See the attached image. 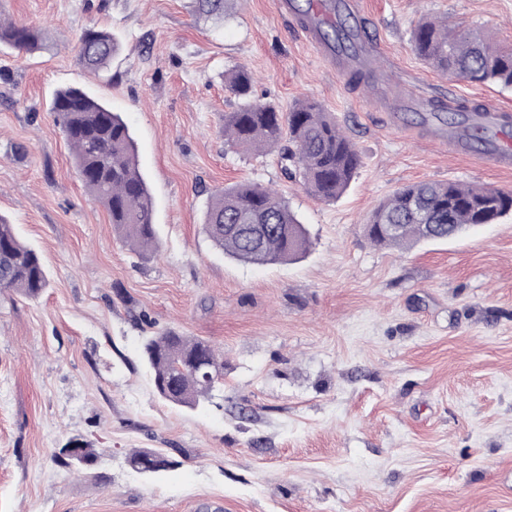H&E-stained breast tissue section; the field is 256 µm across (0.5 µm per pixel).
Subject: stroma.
Masks as SVG:
<instances>
[{
    "label": "stroma",
    "mask_w": 512,
    "mask_h": 512,
    "mask_svg": "<svg viewBox=\"0 0 512 512\" xmlns=\"http://www.w3.org/2000/svg\"><path fill=\"white\" fill-rule=\"evenodd\" d=\"M367 22L431 101L512 109V89L451 79L412 50L441 18L512 48V0H361ZM42 26L44 50L0 47V215L41 254L49 286L0 293V512H512V217L408 249L363 233L399 188L455 181L512 190L489 169L397 125L374 85L325 66L272 0H241L222 24L191 0H0ZM90 27L119 49L108 70L78 66ZM247 68L251 99L289 111L319 101L361 162L333 201L285 177L279 150L226 143L238 101L225 75ZM80 87L119 112L155 204L158 248L131 251L83 188L50 115ZM276 189L308 228L300 260L224 255L203 230L213 191ZM173 328L224 353V385L196 409L159 399L144 337ZM86 442L74 473L52 451ZM175 467L132 469V449ZM153 457L162 458L163 465L160 466L157 470H155L152 473L165 471V470L170 469L176 465L175 464L176 462L171 460L169 456H167L159 451L152 450L149 448L137 449V450L132 451L128 457V462L132 468L141 472L145 461L148 460L149 458H153Z\"/></svg>",
    "instance_id": "35a3bbf8"
}]
</instances>
